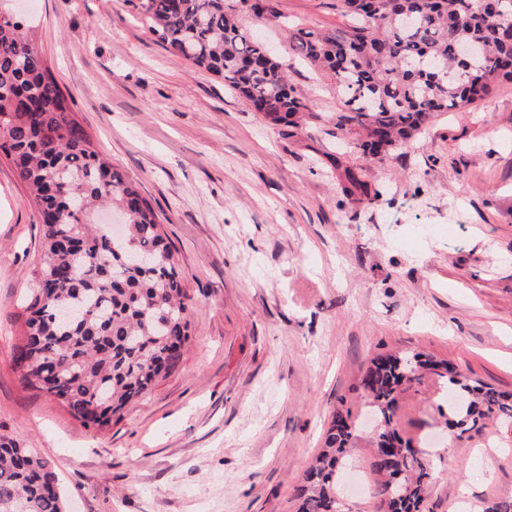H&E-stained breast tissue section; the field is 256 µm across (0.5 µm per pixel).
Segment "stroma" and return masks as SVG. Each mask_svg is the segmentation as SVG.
I'll use <instances>...</instances> for the list:
<instances>
[{
  "label": "stroma",
  "mask_w": 512,
  "mask_h": 512,
  "mask_svg": "<svg viewBox=\"0 0 512 512\" xmlns=\"http://www.w3.org/2000/svg\"><path fill=\"white\" fill-rule=\"evenodd\" d=\"M142 0H0L31 16L74 115L161 217L192 298L175 372L96 430L12 363L20 302L36 286L40 221L0 156V434L50 460L68 512H294L332 411L359 427L338 477L345 512H374L370 358L415 351L512 393V81L431 117L372 157L327 133L331 83L291 62L310 100L274 126L222 80L167 52ZM328 30L336 0H280ZM372 193L342 194L345 169ZM446 382L406 392L398 426L433 467L423 512L512 502V434L457 438Z\"/></svg>",
  "instance_id": "obj_1"
}]
</instances>
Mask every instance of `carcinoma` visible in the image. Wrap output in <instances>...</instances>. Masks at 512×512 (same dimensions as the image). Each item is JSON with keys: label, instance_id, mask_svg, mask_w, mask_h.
Returning <instances> with one entry per match:
<instances>
[{"label": "carcinoma", "instance_id": "cac0c4a2", "mask_svg": "<svg viewBox=\"0 0 512 512\" xmlns=\"http://www.w3.org/2000/svg\"><path fill=\"white\" fill-rule=\"evenodd\" d=\"M353 19L323 31L286 25L289 52L327 76L340 96L334 128L364 155L404 148L436 112L464 108L512 80V0H339ZM142 20L166 51L224 80L268 123L297 129L309 101L286 64L241 24L248 11L281 19L279 0H143ZM41 220L38 288L17 313L14 359L31 362L36 386L71 415L105 428L131 400L177 369L188 341L191 297L159 214L102 156L72 117L31 25L0 10V155ZM342 191L368 195L360 172L345 170ZM124 211L114 237L89 217ZM432 373L447 380L453 427L464 435L487 422L512 430V394L454 372L419 352L378 354L360 388L376 421L369 470L376 512H421L430 484L426 455L397 428L403 391ZM356 432L333 412L321 451L293 496L296 512H342L336 472ZM0 512H64L57 474L45 457L0 436Z\"/></svg>", "mask_w": 512, "mask_h": 512}]
</instances>
